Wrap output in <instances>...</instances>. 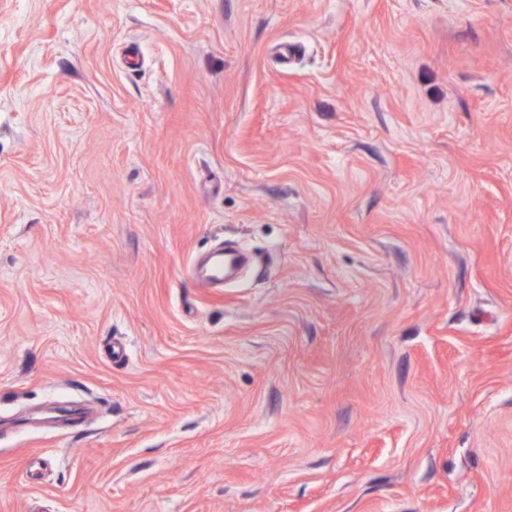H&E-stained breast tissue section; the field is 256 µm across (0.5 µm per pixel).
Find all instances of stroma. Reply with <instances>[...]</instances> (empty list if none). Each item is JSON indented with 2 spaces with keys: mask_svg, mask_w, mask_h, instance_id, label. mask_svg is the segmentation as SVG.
Returning a JSON list of instances; mask_svg holds the SVG:
<instances>
[{
  "mask_svg": "<svg viewBox=\"0 0 512 512\" xmlns=\"http://www.w3.org/2000/svg\"><path fill=\"white\" fill-rule=\"evenodd\" d=\"M0 512H512V0H0ZM245 262V258L234 251H226L224 249L215 253L210 258L209 269L206 279L210 282H219L224 284L229 280L228 273L238 269Z\"/></svg>",
  "mask_w": 512,
  "mask_h": 512,
  "instance_id": "1",
  "label": "stroma"
}]
</instances>
